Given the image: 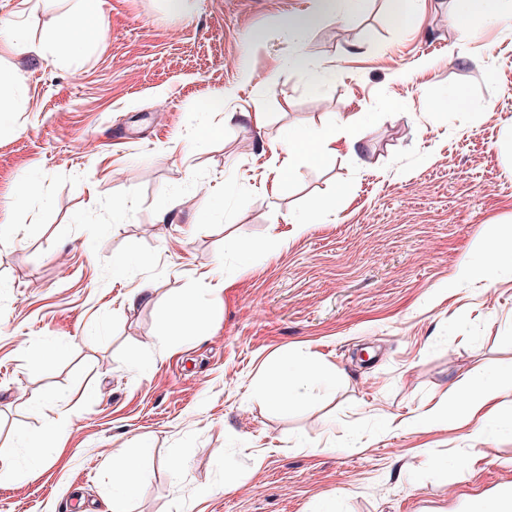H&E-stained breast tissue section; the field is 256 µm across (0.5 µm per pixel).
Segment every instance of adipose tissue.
Returning <instances> with one entry per match:
<instances>
[{
  "mask_svg": "<svg viewBox=\"0 0 512 512\" xmlns=\"http://www.w3.org/2000/svg\"><path fill=\"white\" fill-rule=\"evenodd\" d=\"M104 0H77L65 22L62 37L50 38L39 43L31 41L19 29L8 28L0 31V53L38 56L44 53L68 55L86 48L89 43L99 41L104 34ZM338 124H330L320 134H312L304 128L294 129L288 135L284 150L289 167L302 164L318 166L327 163L336 155ZM336 381V371L325 364H315L296 354H281L269 365V372L257 388L260 397L270 401L285 398L294 401L305 400L310 390L317 385H331ZM470 394L459 407L448 411L432 409L418 418V425L424 426L451 416L458 423H468L477 415H492L498 409V399L503 392L512 390V366L498 369L494 373L473 375L469 382Z\"/></svg>",
  "mask_w": 512,
  "mask_h": 512,
  "instance_id": "ef3b65f1",
  "label": "adipose tissue"
}]
</instances>
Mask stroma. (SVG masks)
<instances>
[{"label":"stroma","instance_id":"obj_1","mask_svg":"<svg viewBox=\"0 0 512 512\" xmlns=\"http://www.w3.org/2000/svg\"><path fill=\"white\" fill-rule=\"evenodd\" d=\"M18 2L0 0V25L37 42L73 4ZM107 2L83 53L0 57L27 88L0 130V448L26 468L19 438L73 404L61 453L0 484V512H108L113 459L137 447L130 512H463L512 482V430L408 424L512 364V272L490 284L477 265L512 238V23L463 32L455 0H419L403 31L390 0H362L293 35L315 0ZM454 90L469 109L437 111ZM349 117L360 158L337 141L274 190L291 128ZM188 293L207 318L170 335ZM284 351L335 385L260 398Z\"/></svg>","mask_w":512,"mask_h":512}]
</instances>
